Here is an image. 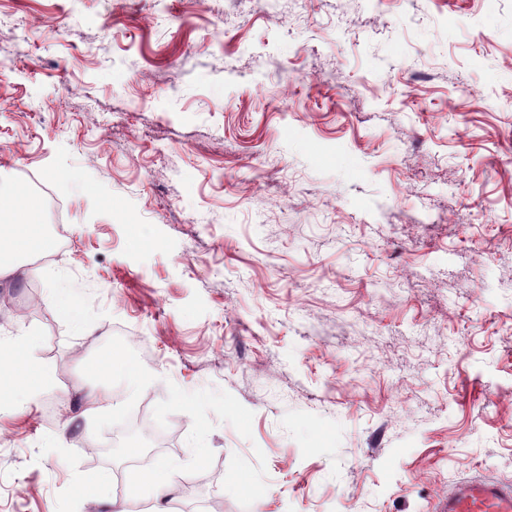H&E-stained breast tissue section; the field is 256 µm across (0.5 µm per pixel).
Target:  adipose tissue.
<instances>
[{"label":"adipose tissue","mask_w":512,"mask_h":512,"mask_svg":"<svg viewBox=\"0 0 512 512\" xmlns=\"http://www.w3.org/2000/svg\"><path fill=\"white\" fill-rule=\"evenodd\" d=\"M17 209L24 213L23 221L0 223V279L29 276L25 257L52 246L36 200L23 195L8 203L0 201L1 213ZM32 349V340L27 336L20 337L13 345L0 346V377L9 378L8 387L0 386V410L6 409L13 394L32 398L51 383V371L32 359Z\"/></svg>","instance_id":"obj_1"}]
</instances>
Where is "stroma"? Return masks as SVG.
Segmentation results:
<instances>
[{"mask_svg":"<svg viewBox=\"0 0 512 512\" xmlns=\"http://www.w3.org/2000/svg\"><path fill=\"white\" fill-rule=\"evenodd\" d=\"M28 176L66 237L0 280L54 376L0 412V512L512 487V0H0V191ZM109 357L120 409L77 417ZM57 310L69 322L76 332H83L84 321L81 317L76 297L71 291H62L57 295Z\"/></svg>","mask_w":512,"mask_h":512,"instance_id":"35a3bbf8","label":"stroma"}]
</instances>
